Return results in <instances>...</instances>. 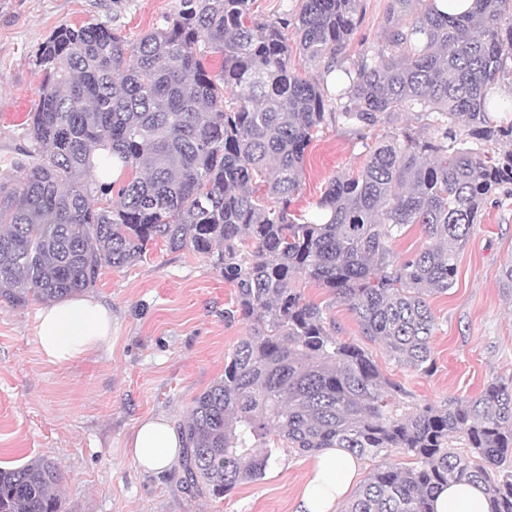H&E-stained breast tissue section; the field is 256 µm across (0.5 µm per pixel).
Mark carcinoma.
Wrapping results in <instances>:
<instances>
[{
  "mask_svg": "<svg viewBox=\"0 0 512 512\" xmlns=\"http://www.w3.org/2000/svg\"><path fill=\"white\" fill-rule=\"evenodd\" d=\"M414 1L425 6L395 24L391 51L326 73L336 72L348 120L418 112L440 137L377 144L360 173L329 183L314 220L291 205L327 93L288 58L295 48L312 61L338 55L359 0H301L294 47L288 21L257 19L252 0H181L132 45L97 23L62 25L38 48L43 80L25 130L37 153L0 175V300L93 288L103 267L132 265L157 240L208 256L236 290L224 319L250 332L180 426L183 479L202 495L261 480L279 447L357 458L400 448L415 465L377 467L341 512H433V495L458 482L482 485L489 512H512V387L406 412L402 388L292 286L304 276L330 289L397 363L433 368L427 297L454 287L479 209L512 182V149L455 147L460 133L512 142V123L490 119L488 97L512 73L503 53L512 19L503 21L508 0H474L460 16L434 0L398 4ZM211 53L222 56L216 72L204 65ZM99 148L134 175L100 184ZM114 189L117 202L95 206ZM412 224L433 243L401 258L390 243ZM59 479L43 457L0 466V512H60Z\"/></svg>",
  "mask_w": 512,
  "mask_h": 512,
  "instance_id": "carcinoma-1",
  "label": "carcinoma"
}]
</instances>
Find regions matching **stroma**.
<instances>
[{"label": "stroma", "mask_w": 512, "mask_h": 512, "mask_svg": "<svg viewBox=\"0 0 512 512\" xmlns=\"http://www.w3.org/2000/svg\"><path fill=\"white\" fill-rule=\"evenodd\" d=\"M180 0H0V172L27 160L31 148L19 112H33L42 73L39 46L59 26L101 22L136 42ZM396 0H360L357 26L341 56L352 65L365 50L387 45L399 18ZM411 135L437 139V129L413 112H394L373 126L345 119L329 103L307 148L301 188L292 205L311 217L331 179L362 169L369 146ZM512 262V183L501 184L480 209L457 258V282L429 299L436 319L435 365L423 374L398 365L385 345L367 339L347 303L308 278L294 285L318 304L337 336L363 347L408 406L443 407L478 396L498 382L512 386V299L499 287ZM90 296L112 310V348L53 364L35 337L38 303H0V465L46 457L58 466L62 512H297L312 458L278 450L263 480L221 497L185 488L179 465L155 476L139 471L126 446L141 418L179 425L196 397L224 375V362L248 332L225 322L235 290L208 258L192 248L149 244L145 257L100 272Z\"/></svg>", "instance_id": "35a3bbf8"}]
</instances>
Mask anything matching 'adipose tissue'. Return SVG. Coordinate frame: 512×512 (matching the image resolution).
Masks as SVG:
<instances>
[{"label":"adipose tissue","mask_w":512,"mask_h":512,"mask_svg":"<svg viewBox=\"0 0 512 512\" xmlns=\"http://www.w3.org/2000/svg\"><path fill=\"white\" fill-rule=\"evenodd\" d=\"M36 341L50 362L65 363L112 346V312L92 296H74L44 304L36 316ZM181 448L178 433L163 417L143 419L128 444V452L147 473L162 474ZM357 463L341 448H328L313 459L301 500V512H335L353 481ZM434 512H488L482 487L453 484L433 498Z\"/></svg>","instance_id":"1"}]
</instances>
